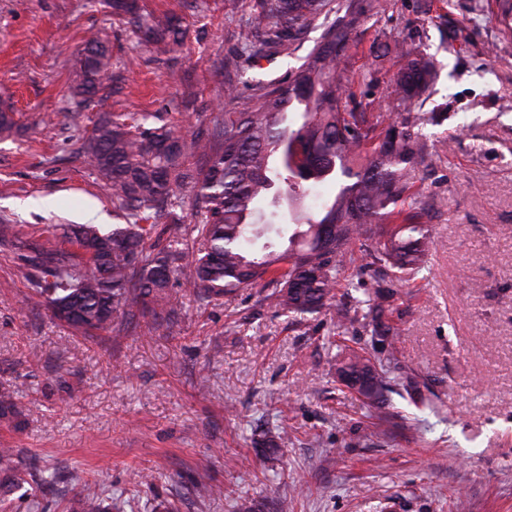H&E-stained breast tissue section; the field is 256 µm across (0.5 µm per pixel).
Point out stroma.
Here are the masks:
<instances>
[{"label":"stroma","mask_w":512,"mask_h":512,"mask_svg":"<svg viewBox=\"0 0 512 512\" xmlns=\"http://www.w3.org/2000/svg\"><path fill=\"white\" fill-rule=\"evenodd\" d=\"M360 14L342 86L351 112H383L400 53L420 46L437 71L422 109L430 155L406 177L431 244L423 277L403 288L392 322L400 365L434 407L386 394L369 407L336 377L364 347L335 306L298 323L247 288L210 303L172 278L169 315L139 314L124 336L72 334L38 305L18 252L0 244V384L18 416L0 447L51 471L5 512H62L78 491L121 512H512V27L503 0H336ZM181 18L182 50L157 59L103 0H0V102L18 129L0 140V224L45 242L60 224L111 227L112 192L72 151L96 113H149L204 139L228 86L296 69L322 29L256 66H231L262 0H139ZM112 31V73L93 109L77 107L69 71L89 29ZM392 49L374 62V47ZM273 438L275 453L259 443Z\"/></svg>","instance_id":"stroma-1"}]
</instances>
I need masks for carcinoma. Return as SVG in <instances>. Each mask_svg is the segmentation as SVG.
Returning <instances> with one entry per match:
<instances>
[{
    "label": "carcinoma",
    "instance_id": "cac0c4a2",
    "mask_svg": "<svg viewBox=\"0 0 512 512\" xmlns=\"http://www.w3.org/2000/svg\"><path fill=\"white\" fill-rule=\"evenodd\" d=\"M331 0H269L264 31L247 29L239 56L248 59L284 51L285 38L317 24L331 11ZM124 16L149 51L177 53L186 30L174 15L147 13L137 0H107ZM358 13L345 10L324 27L320 40L294 72L249 87L242 95L224 94L228 112L216 121L210 138L185 135L178 125L146 127L121 115L102 112L91 132L78 139L74 154L112 191L125 223L109 232L96 224L63 228L80 250L68 253L12 235L0 224V243L27 251L38 272L36 296L53 317L75 331L112 329L120 335L136 312L162 314L170 303L171 276L179 275L204 301H219L244 288H261L263 300L283 313L305 317L353 287L347 271H379L366 299L339 310V328L361 326L370 340L366 355L351 353L337 363L347 387L364 379L363 397L383 403L398 365V329L388 321L401 289L422 270L428 228L420 212L401 205L404 175L423 164L428 141L423 128L441 122L421 111V97L434 79L433 61L418 47L405 60L392 91L393 112H348L341 84ZM112 67L110 38L101 29L88 37L69 81L85 107L92 105ZM300 114L293 128L288 114ZM16 128L15 112L0 105V139ZM199 154L205 163L192 171L185 160ZM339 183L331 204L314 214L301 209L313 182ZM193 184L195 240L161 243L158 225L149 223L181 183ZM278 190L295 226L281 253L258 256L245 243L266 236L276 212L261 215L255 203ZM17 416L14 391L0 387V418ZM31 475L13 448H0V495L21 490ZM112 500L88 492L73 500L72 512H112Z\"/></svg>",
    "mask_w": 512,
    "mask_h": 512
}]
</instances>
